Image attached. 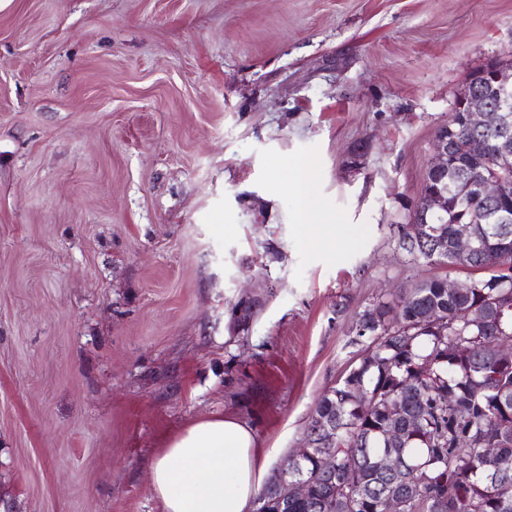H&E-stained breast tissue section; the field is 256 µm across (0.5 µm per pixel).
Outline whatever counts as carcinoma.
Returning <instances> with one entry per match:
<instances>
[{"mask_svg":"<svg viewBox=\"0 0 512 512\" xmlns=\"http://www.w3.org/2000/svg\"><path fill=\"white\" fill-rule=\"evenodd\" d=\"M487 84L471 75L459 99L483 100ZM512 106V85L487 98ZM453 112L436 133L448 140V208L430 213L418 237L394 228L396 246L413 264L472 272L470 287L448 292V279L410 282L398 295L380 293L357 314L350 344L358 347L345 373L318 399L304 434L336 432V447L287 456L288 479L305 477V497H284L271 477L253 512H512L495 480L512 484V221L478 200L481 182H501L512 199V154L486 152L502 137L492 124L474 134ZM468 224L475 252L456 250L457 226ZM485 312L474 325L471 311ZM333 454L334 469L319 459ZM495 455L497 479L488 475ZM387 455L402 469L378 465Z\"/></svg>","mask_w":512,"mask_h":512,"instance_id":"obj_1","label":"carcinoma"}]
</instances>
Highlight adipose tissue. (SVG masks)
<instances>
[{"label": "adipose tissue", "mask_w": 512, "mask_h": 512, "mask_svg": "<svg viewBox=\"0 0 512 512\" xmlns=\"http://www.w3.org/2000/svg\"><path fill=\"white\" fill-rule=\"evenodd\" d=\"M266 466L242 422L224 416L197 421L160 449L151 488L162 512H250Z\"/></svg>", "instance_id": "adipose-tissue-1"}]
</instances>
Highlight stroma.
<instances>
[{
  "instance_id": "1",
  "label": "stroma",
  "mask_w": 512,
  "mask_h": 512,
  "mask_svg": "<svg viewBox=\"0 0 512 512\" xmlns=\"http://www.w3.org/2000/svg\"><path fill=\"white\" fill-rule=\"evenodd\" d=\"M511 52L512 0L0 10V512H161L159 449L214 415L269 466L299 448L366 302L466 279L393 227Z\"/></svg>"
}]
</instances>
